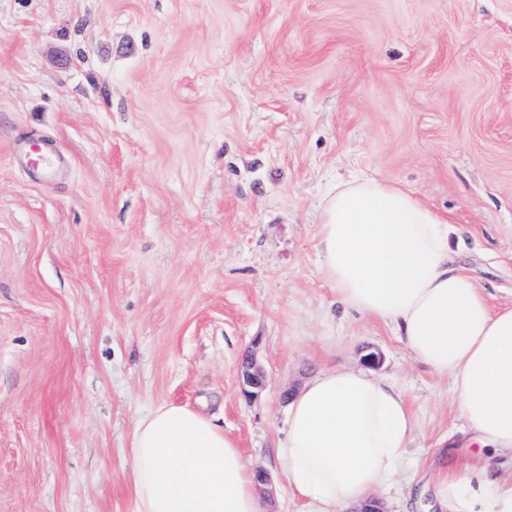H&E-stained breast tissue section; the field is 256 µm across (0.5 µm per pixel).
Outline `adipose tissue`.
<instances>
[{
  "mask_svg": "<svg viewBox=\"0 0 512 512\" xmlns=\"http://www.w3.org/2000/svg\"><path fill=\"white\" fill-rule=\"evenodd\" d=\"M451 226L377 179L337 183L322 205L319 267L341 301L397 328L413 357L452 376L478 456L438 468V512H512V304L491 308L463 274ZM414 429L402 393L366 371L311 376L278 447L289 490L313 512H359L391 480ZM137 512H263L254 473L211 418L165 403L130 444Z\"/></svg>",
  "mask_w": 512,
  "mask_h": 512,
  "instance_id": "adipose-tissue-1",
  "label": "adipose tissue"
}]
</instances>
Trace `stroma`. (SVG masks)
<instances>
[{"mask_svg": "<svg viewBox=\"0 0 512 512\" xmlns=\"http://www.w3.org/2000/svg\"><path fill=\"white\" fill-rule=\"evenodd\" d=\"M33 141L53 174L19 165ZM363 177L419 195L512 302V0H0V512H136L131 434L161 403L212 415L270 512H307L280 393L370 353L416 423L383 510L434 512L470 438L454 383L319 268L320 202ZM240 388L242 395L253 400L266 388V376L262 366L258 363L253 351H247L240 370Z\"/></svg>", "mask_w": 512, "mask_h": 512, "instance_id": "1", "label": "stroma"}]
</instances>
